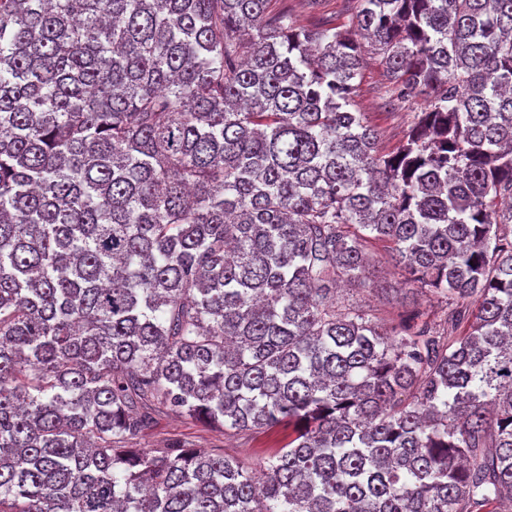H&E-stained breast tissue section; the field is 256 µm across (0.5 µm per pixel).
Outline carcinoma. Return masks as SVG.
<instances>
[{"mask_svg":"<svg viewBox=\"0 0 512 512\" xmlns=\"http://www.w3.org/2000/svg\"><path fill=\"white\" fill-rule=\"evenodd\" d=\"M269 2L0 0V512H512V0ZM368 238L442 328L336 300ZM357 0H323L316 8H310L302 0H272L270 10L278 11L288 8L294 20L301 25H307L317 21H329L340 25L349 21L358 7ZM422 103V100L416 99L402 109L387 107L386 80L381 60L373 51L365 52L354 109L364 112L368 124L379 131V151L387 153L399 145L410 128L413 112L419 111ZM408 309L418 314L419 321L435 326L443 322L447 313L446 299L434 292L414 293L410 296ZM288 441V428L276 426L242 435L224 432L203 422L163 413L156 423L137 439L136 448H163L171 442L185 444L208 452L222 451L238 458L246 467L259 470L269 448H279Z\"/></svg>","mask_w":512,"mask_h":512,"instance_id":"1","label":"carcinoma"}]
</instances>
